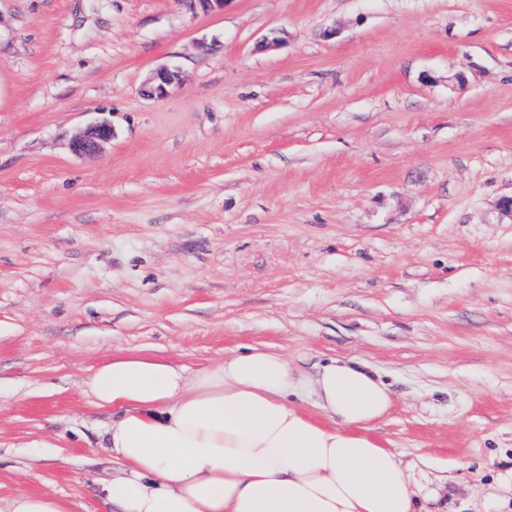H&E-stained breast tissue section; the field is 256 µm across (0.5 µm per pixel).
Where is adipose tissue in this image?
<instances>
[{
  "label": "adipose tissue",
  "instance_id": "adipose-tissue-1",
  "mask_svg": "<svg viewBox=\"0 0 512 512\" xmlns=\"http://www.w3.org/2000/svg\"><path fill=\"white\" fill-rule=\"evenodd\" d=\"M85 391L113 415L100 494L118 512H417L440 498L373 437L392 391L353 359L309 380L273 351L193 373L118 352ZM306 392L310 407L290 403Z\"/></svg>",
  "mask_w": 512,
  "mask_h": 512
}]
</instances>
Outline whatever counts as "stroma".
<instances>
[{
	"label": "stroma",
	"mask_w": 512,
	"mask_h": 512,
	"mask_svg": "<svg viewBox=\"0 0 512 512\" xmlns=\"http://www.w3.org/2000/svg\"><path fill=\"white\" fill-rule=\"evenodd\" d=\"M511 195L512 0H0V505L112 512L83 381L113 352L260 348L366 363L374 437L480 512L512 469ZM178 82V73L170 68L157 70L147 83L146 92L159 97L167 93V88ZM112 138V129L104 123L91 124L77 136L73 143V150L80 154H95L102 145ZM2 512H70L65 500L48 494L18 493Z\"/></svg>",
	"instance_id": "obj_1"
}]
</instances>
